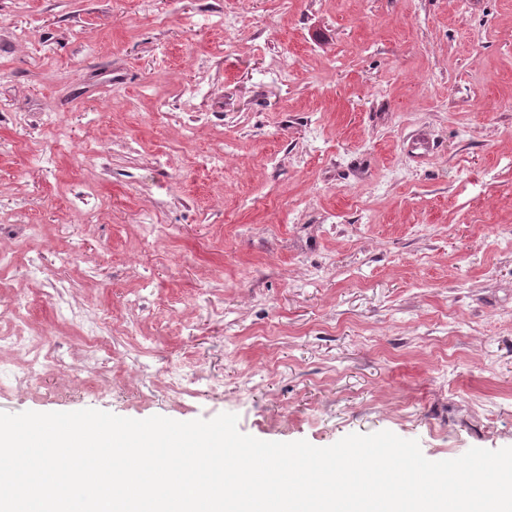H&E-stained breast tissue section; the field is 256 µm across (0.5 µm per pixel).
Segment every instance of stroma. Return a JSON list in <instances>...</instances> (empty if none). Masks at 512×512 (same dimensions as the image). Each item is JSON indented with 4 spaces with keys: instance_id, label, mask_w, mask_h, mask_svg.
<instances>
[{
    "instance_id": "obj_1",
    "label": "stroma",
    "mask_w": 512,
    "mask_h": 512,
    "mask_svg": "<svg viewBox=\"0 0 512 512\" xmlns=\"http://www.w3.org/2000/svg\"><path fill=\"white\" fill-rule=\"evenodd\" d=\"M0 219L84 377L0 411L512 447V0H0ZM71 314L79 323L87 322L86 330L88 336H100V331L103 328H112V318L106 314H104V316L92 315L90 317L87 315L86 309L84 308L77 310L72 308Z\"/></svg>"
}]
</instances>
